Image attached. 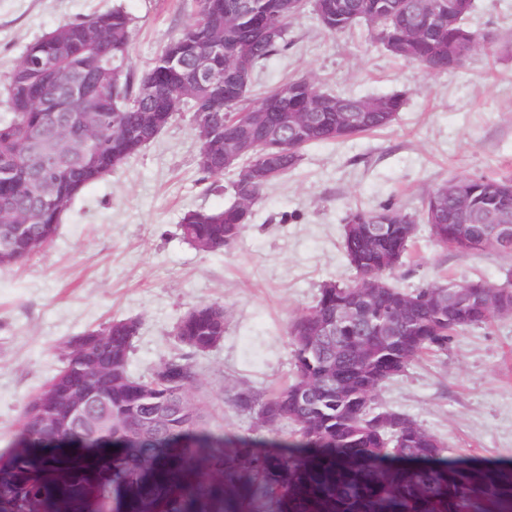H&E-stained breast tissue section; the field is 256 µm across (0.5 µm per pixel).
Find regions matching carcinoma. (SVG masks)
Segmentation results:
<instances>
[{
  "label": "carcinoma",
  "mask_w": 512,
  "mask_h": 512,
  "mask_svg": "<svg viewBox=\"0 0 512 512\" xmlns=\"http://www.w3.org/2000/svg\"><path fill=\"white\" fill-rule=\"evenodd\" d=\"M196 0L195 18L172 38L147 73L128 67L131 18L116 8L58 26L31 43L5 87L9 115L0 118V200H10L27 233L0 245V268L29 260L49 244L66 204L120 167L153 140L182 109L195 113L201 101H224L219 126L206 142L212 162L197 154L206 178L224 174V142L253 114L263 116L264 136L289 139L296 147L266 174L258 148L234 166L232 200L222 209L190 210L183 237L204 252L234 246L251 223L265 188L301 161L314 144L338 142L390 127L407 102L403 91L354 97L321 91L310 78L293 79L245 104L249 89L201 88L182 101L163 90L185 74L168 67L174 48L196 50L218 38L247 49L249 74L288 49L295 12H280L277 0ZM321 28L332 35L363 22L394 57L439 74L461 66L457 55L486 46L466 24L473 0H448L443 26L427 32L395 20L398 0H309ZM97 77L96 93L84 112L68 95L78 78ZM288 101L297 121L265 111ZM365 111L350 118L348 109ZM317 119H309L310 111ZM86 115L98 121L100 146H62L61 169L49 182L50 199L24 169L34 144L50 140L62 123ZM512 220V180L459 177L427 192L421 216L433 240L460 254L483 239L486 247L512 253L482 217ZM416 216L390 205L354 209L345 218L343 249L356 277L329 281L315 305L288 330L293 379L266 397L249 388L225 391V401L256 418L254 436H226L207 427L209 411L196 398V372L188 356L169 357L145 376L129 371L132 340L140 321L116 320L66 342L63 367L30 400L21 427L0 455V512H512V469L472 466L443 456L440 440L406 415L374 407L377 390L425 351L444 353L462 329L504 315L500 287L479 280L471 297L440 294L432 283L408 292L386 276L402 262L408 225ZM326 317L337 320L329 335L317 331ZM226 312L198 304L177 323V336L191 352H205L224 339ZM90 381L112 397V417L69 431H54L67 400ZM166 418L142 435L151 410ZM276 430L291 438L268 439Z\"/></svg>",
  "instance_id": "carcinoma-1"
}]
</instances>
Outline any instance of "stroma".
I'll return each instance as SVG.
<instances>
[{
    "instance_id": "obj_1",
    "label": "stroma",
    "mask_w": 512,
    "mask_h": 512,
    "mask_svg": "<svg viewBox=\"0 0 512 512\" xmlns=\"http://www.w3.org/2000/svg\"><path fill=\"white\" fill-rule=\"evenodd\" d=\"M122 8L132 19L128 64L148 71L194 19L195 0H0V86L27 46L58 25ZM469 28L492 34L460 67L430 75L392 57L365 26L325 33L311 9L293 19L288 48L248 93L256 101L290 79L320 90L376 97L406 90L408 102L381 132L307 147L299 165L266 188L237 244L208 253L180 231L185 212L221 209L233 172L203 178L193 114L174 120L124 165L67 203L54 240L25 264L0 269V454L30 398L61 366L65 340L115 319L141 322L131 370L145 375L183 353L175 336L193 305L224 306V339L193 355L196 395L212 429L250 435L252 414L225 389L270 393L290 381V323L324 282L355 277L342 246L355 208L417 212L422 197L461 176L512 179V0H474ZM512 282V254H460L418 225L389 280L413 290L436 282ZM376 405L433 433L451 459L512 461V315L459 332L443 354H423L379 388Z\"/></svg>"
}]
</instances>
